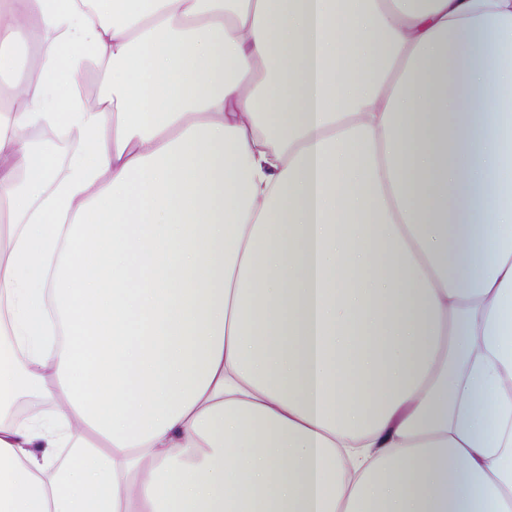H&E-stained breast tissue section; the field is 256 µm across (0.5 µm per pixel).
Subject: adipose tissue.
I'll use <instances>...</instances> for the list:
<instances>
[{"mask_svg": "<svg viewBox=\"0 0 512 512\" xmlns=\"http://www.w3.org/2000/svg\"><path fill=\"white\" fill-rule=\"evenodd\" d=\"M20 46L0 512H512V0H0Z\"/></svg>", "mask_w": 512, "mask_h": 512, "instance_id": "adipose-tissue-1", "label": "adipose tissue"}]
</instances>
